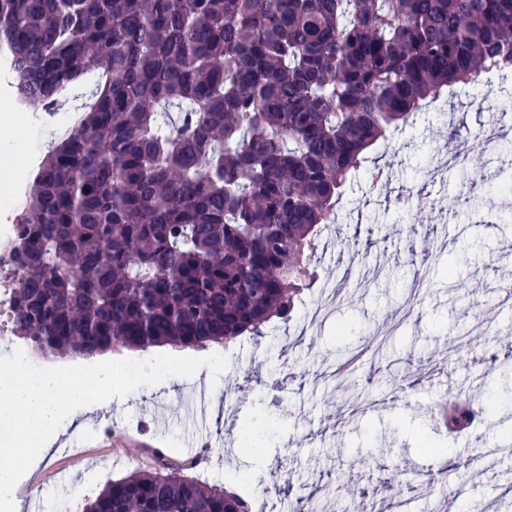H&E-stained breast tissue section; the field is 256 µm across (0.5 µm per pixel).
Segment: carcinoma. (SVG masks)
Segmentation results:
<instances>
[{
	"instance_id": "obj_1",
	"label": "carcinoma",
	"mask_w": 512,
	"mask_h": 512,
	"mask_svg": "<svg viewBox=\"0 0 512 512\" xmlns=\"http://www.w3.org/2000/svg\"><path fill=\"white\" fill-rule=\"evenodd\" d=\"M19 103L94 80L29 178L13 332L44 356L290 321L336 203L424 103L512 73V0H0ZM154 455L82 512H243Z\"/></svg>"
}]
</instances>
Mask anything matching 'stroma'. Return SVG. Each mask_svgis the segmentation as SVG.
<instances>
[{"mask_svg":"<svg viewBox=\"0 0 512 512\" xmlns=\"http://www.w3.org/2000/svg\"><path fill=\"white\" fill-rule=\"evenodd\" d=\"M485 93L495 98L494 111L473 107ZM2 106L25 132L26 154L39 158L73 110L69 103L51 112L20 110L0 71ZM489 126L499 131L494 154L430 177L454 146L449 131ZM370 156L378 178L364 174L347 186L338 224L318 250L319 280L296 302L291 321L275 324L258 342L243 336L228 349H197V356L223 352L229 360L205 419L183 403L195 380L205 379L202 371L77 410L75 425L23 477L40 512L70 491L91 498L142 466L143 458L128 456L134 443L187 459L201 438L221 444L190 476L212 485L243 476L252 490L266 491L275 512H299L301 495L336 499L349 480L365 491L363 512H387L382 497L395 474L410 512H443L448 506L435 492L453 484L461 493L452 512H512V458L485 460L512 440V392H504L500 376L512 367V347L495 341L512 333V222L499 219L512 212V82L477 86L417 113L391 146ZM481 171L489 179L477 180ZM491 196L499 200L493 210L483 205ZM344 238L355 241V251L341 246ZM416 274L423 286L414 296ZM328 302L333 314L316 315ZM449 393L493 403L495 412L448 433L430 408ZM108 424L111 467L86 461L78 473L67 470L60 448L90 441ZM243 434L259 448L244 475L232 465V447ZM424 437L450 452L451 461L424 455ZM355 455L364 463L353 469ZM287 469L290 492L281 488Z\"/></svg>","mask_w":512,"mask_h":512,"instance_id":"35a3bbf8","label":"stroma"}]
</instances>
